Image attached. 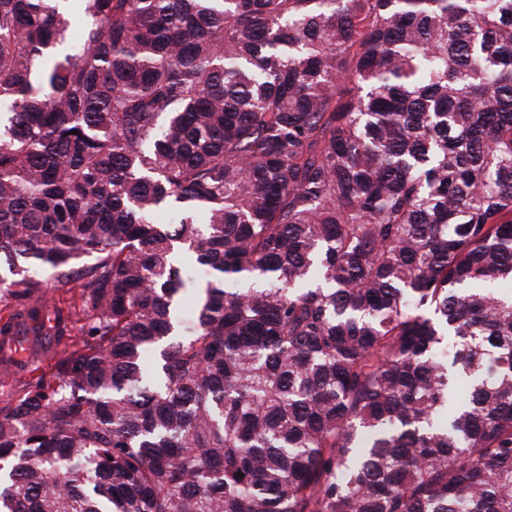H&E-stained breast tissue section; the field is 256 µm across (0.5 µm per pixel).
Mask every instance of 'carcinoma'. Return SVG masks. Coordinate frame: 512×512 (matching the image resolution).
<instances>
[{
  "mask_svg": "<svg viewBox=\"0 0 512 512\" xmlns=\"http://www.w3.org/2000/svg\"><path fill=\"white\" fill-rule=\"evenodd\" d=\"M0 302V512H512V0H0ZM80 280L78 277H73L65 283H57L53 280L48 281L47 295L52 298V301L67 312V306L78 297L80 292Z\"/></svg>",
  "mask_w": 512,
  "mask_h": 512,
  "instance_id": "carcinoma-1",
  "label": "carcinoma"
}]
</instances>
